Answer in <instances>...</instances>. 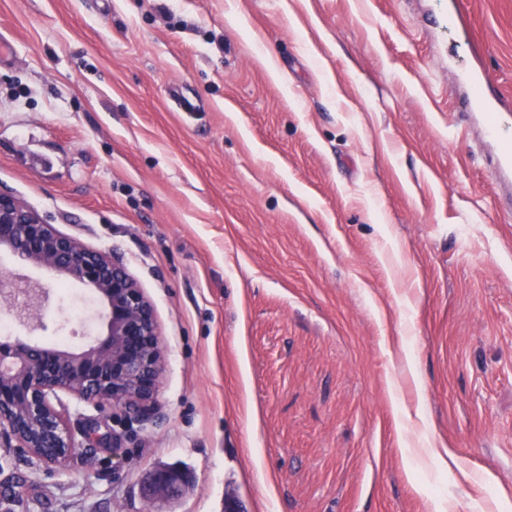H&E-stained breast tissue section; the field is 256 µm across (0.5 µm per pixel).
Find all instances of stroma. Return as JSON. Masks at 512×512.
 <instances>
[{
	"instance_id": "1",
	"label": "stroma",
	"mask_w": 512,
	"mask_h": 512,
	"mask_svg": "<svg viewBox=\"0 0 512 512\" xmlns=\"http://www.w3.org/2000/svg\"><path fill=\"white\" fill-rule=\"evenodd\" d=\"M0 34V189L127 268L167 358L153 422L67 400L91 457L0 447V512H512V176L457 83L512 109V0H0ZM8 275L50 304L0 334L99 332ZM463 83L467 91V108L476 107L480 112L495 114L501 109V104L488 97L483 91L484 74L477 70H469L463 75ZM474 95V102H473ZM189 480V475L179 468L161 467L149 476L145 486L146 496L149 499H172L186 487Z\"/></svg>"
}]
</instances>
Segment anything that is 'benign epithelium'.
Instances as JSON below:
<instances>
[{
  "label": "benign epithelium",
  "instance_id": "benign-epithelium-1",
  "mask_svg": "<svg viewBox=\"0 0 512 512\" xmlns=\"http://www.w3.org/2000/svg\"><path fill=\"white\" fill-rule=\"evenodd\" d=\"M21 267L90 290L102 307V330L79 351L0 341V446L21 448L49 468L62 467L98 443L92 428L77 438L61 395L143 418L156 402L166 355L156 313L118 261L61 232L11 193L0 191V251ZM46 288L29 280H0V303L28 324L42 323ZM179 468L161 467L145 486L150 499L177 496L189 483Z\"/></svg>",
  "mask_w": 512,
  "mask_h": 512
}]
</instances>
